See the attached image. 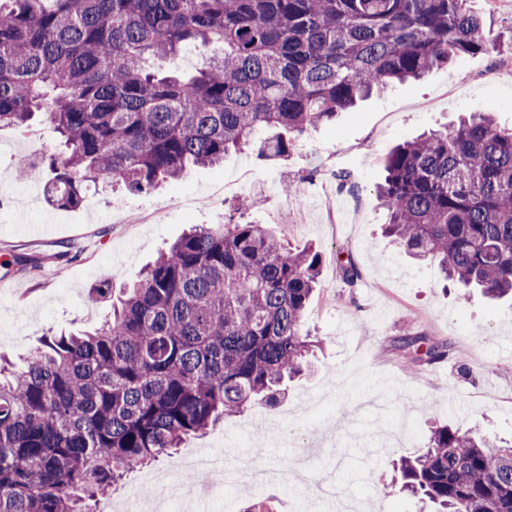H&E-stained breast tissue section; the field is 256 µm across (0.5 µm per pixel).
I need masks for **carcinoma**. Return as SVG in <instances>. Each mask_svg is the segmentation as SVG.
<instances>
[{"mask_svg": "<svg viewBox=\"0 0 512 512\" xmlns=\"http://www.w3.org/2000/svg\"><path fill=\"white\" fill-rule=\"evenodd\" d=\"M470 0H0V127L50 124L46 198L88 183L150 193L255 146L286 159L311 128L466 56L496 49ZM186 43L220 56L153 70ZM387 232L462 288L512 295V129L490 106L397 145L375 186ZM322 256L260 224L194 228L124 288L93 331L44 336L0 367V512H96L127 472L191 435L277 405L312 347ZM342 278L358 287L347 260ZM404 362L449 342L400 339ZM400 490L437 512H512V445L437 428L400 459Z\"/></svg>", "mask_w": 512, "mask_h": 512, "instance_id": "carcinoma-1", "label": "carcinoma"}]
</instances>
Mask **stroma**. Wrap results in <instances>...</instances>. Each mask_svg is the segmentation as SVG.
<instances>
[{"label":"stroma","instance_id":"1","mask_svg":"<svg viewBox=\"0 0 512 512\" xmlns=\"http://www.w3.org/2000/svg\"><path fill=\"white\" fill-rule=\"evenodd\" d=\"M499 44L424 78L396 83L340 113L335 125L310 130L288 160L267 162L248 147L218 167H194L149 195L89 187L75 209L50 207L41 172L26 177L14 160L39 161L58 147L43 123L28 132L0 128V262L27 258L0 273V356L14 359L37 337L78 325L91 329L110 309L93 298L102 282L133 280L193 225L227 219L265 226L287 246L323 254L304 328L320 341L310 372L292 380L271 411L248 409L223 425L187 438L183 450L208 448L238 472L235 482L193 486L206 512H329L298 481L257 483L245 469L303 460L306 469L348 487L354 505L387 502L391 512H431L407 493L390 495L400 457L426 447L436 427L491 439H512V300L444 281L437 264L402 253L382 226L387 211L374 186L383 159L400 142L452 126L491 104L500 126L512 127V0H472ZM361 180L357 193L339 189L338 171ZM296 186L284 195V183ZM259 204L236 210L242 198ZM362 273L345 285L337 256ZM421 333L449 341L445 361L412 368L395 347Z\"/></svg>","mask_w":512,"mask_h":512}]
</instances>
